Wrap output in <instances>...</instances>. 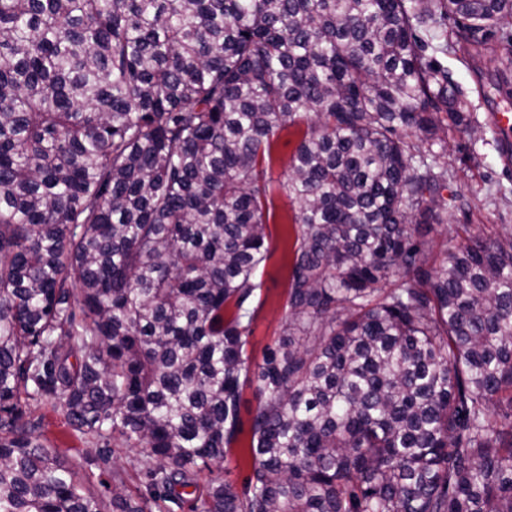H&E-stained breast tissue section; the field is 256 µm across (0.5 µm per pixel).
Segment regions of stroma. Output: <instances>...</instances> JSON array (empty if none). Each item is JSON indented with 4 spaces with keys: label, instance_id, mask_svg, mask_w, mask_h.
Wrapping results in <instances>:
<instances>
[{
    "label": "stroma",
    "instance_id": "1",
    "mask_svg": "<svg viewBox=\"0 0 512 512\" xmlns=\"http://www.w3.org/2000/svg\"><path fill=\"white\" fill-rule=\"evenodd\" d=\"M423 37L438 48L437 59L447 68L465 102L467 121L478 130L473 138L454 131L448 134V188L461 193L468 205L449 210L447 221L429 234L428 262L433 265L441 263L447 251L456 250L469 237L512 234V164L504 163L501 143L489 121L491 110L512 112V55H506V40L498 35L478 47L472 58H464L452 24L430 29ZM295 209L286 193L278 187L274 189L272 215L266 227L272 256L257 273L261 304L248 345L256 363L261 362L266 347L273 345L285 318ZM41 415L43 431L61 448L63 461H72L76 453L89 451V444L76 437L62 416L47 407ZM249 438V433H242L240 443L228 454L223 467L201 468L200 482H207L214 475L242 487L253 464Z\"/></svg>",
    "mask_w": 512,
    "mask_h": 512
}]
</instances>
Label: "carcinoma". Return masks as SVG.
<instances>
[{"instance_id":"cac0c4a2","label":"carcinoma","mask_w":512,"mask_h":512,"mask_svg":"<svg viewBox=\"0 0 512 512\" xmlns=\"http://www.w3.org/2000/svg\"><path fill=\"white\" fill-rule=\"evenodd\" d=\"M512 0H0V512H512V237L430 266L467 200L421 32ZM307 123L288 317L248 354L272 144ZM242 490L201 485L242 432ZM49 404L89 439L69 466ZM149 449L139 493L113 444ZM258 401L256 398V384H247L242 391L241 401V420L243 433L241 441L235 445L232 451L228 454L224 465L218 468L216 465H210L209 468L203 467L201 464L199 471V483L202 485L211 477H221L231 481L234 486L240 491L246 477L250 474L253 464V459L249 453V430L251 418L253 417ZM213 470V473H210Z\"/></svg>"}]
</instances>
